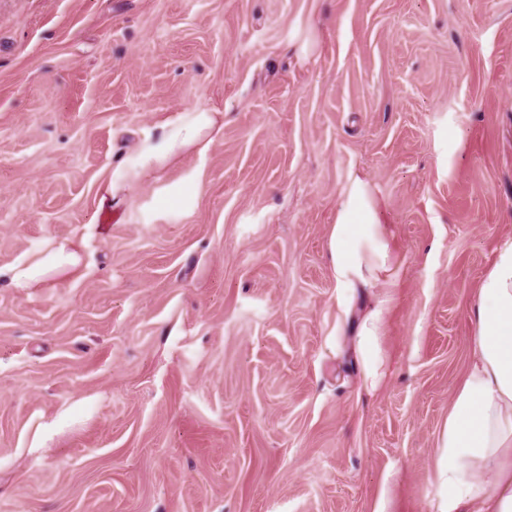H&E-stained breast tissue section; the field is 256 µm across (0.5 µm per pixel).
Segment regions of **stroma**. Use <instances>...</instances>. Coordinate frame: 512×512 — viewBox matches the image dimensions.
I'll use <instances>...</instances> for the list:
<instances>
[{
	"label": "stroma",
	"instance_id": "1",
	"mask_svg": "<svg viewBox=\"0 0 512 512\" xmlns=\"http://www.w3.org/2000/svg\"><path fill=\"white\" fill-rule=\"evenodd\" d=\"M194 108L224 113L207 156L99 212ZM356 176L401 275L349 305L326 244ZM509 238L512 0H0V512H433ZM51 242L80 269L13 288ZM129 169L119 163L111 177L103 179L98 185V197L101 209L112 211V199L117 195L121 182ZM202 186L201 172L195 171L186 177L181 184L166 189L163 195L176 207L185 209L199 196ZM385 312L386 301L381 300L361 317L356 332V347L362 362L363 376L372 386L378 385L384 378L380 338L383 336Z\"/></svg>",
	"mask_w": 512,
	"mask_h": 512
}]
</instances>
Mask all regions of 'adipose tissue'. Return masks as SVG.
Segmentation results:
<instances>
[{
	"label": "adipose tissue",
	"instance_id": "obj_1",
	"mask_svg": "<svg viewBox=\"0 0 512 512\" xmlns=\"http://www.w3.org/2000/svg\"><path fill=\"white\" fill-rule=\"evenodd\" d=\"M224 129V114L195 109L146 137L139 169L162 168L193 152L206 155ZM327 249L336 283L347 301L361 291L395 287L399 264L390 225L382 223L371 184L354 177L336 204ZM80 262L76 246L57 244L38 263L17 265L13 287L27 290L50 272L63 273ZM385 302L361 317L356 347L363 376L371 385L383 377L380 344ZM470 364L457 388L438 442L434 512H512V238L499 246L482 278L472 309Z\"/></svg>",
	"mask_w": 512,
	"mask_h": 512
}]
</instances>
